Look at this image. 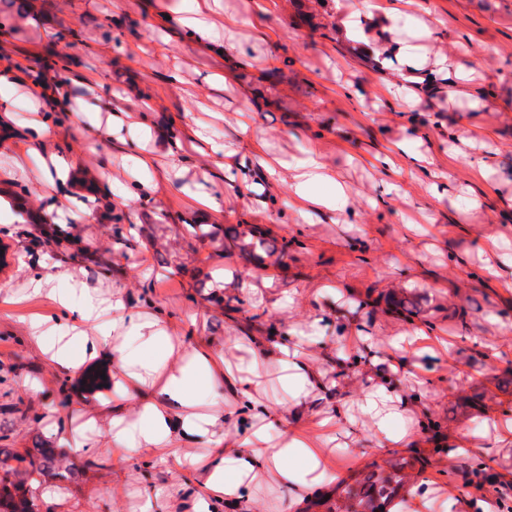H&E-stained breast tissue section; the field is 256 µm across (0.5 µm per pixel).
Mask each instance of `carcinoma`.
I'll list each match as a JSON object with an SVG mask.
<instances>
[{"mask_svg": "<svg viewBox=\"0 0 512 512\" xmlns=\"http://www.w3.org/2000/svg\"><path fill=\"white\" fill-rule=\"evenodd\" d=\"M37 461L30 462L25 472L10 464V461H24V458L9 448H0V512H34V503L27 488L28 479L33 475L45 476L58 470L57 463L62 458L58 448H38ZM413 463L405 460L390 465V470L381 467L371 469L354 482H341L336 505L328 512H390L387 506L392 504L399 491L406 485L405 468ZM489 466L477 458L472 463L467 484L481 486L491 480Z\"/></svg>", "mask_w": 512, "mask_h": 512, "instance_id": "obj_1", "label": "carcinoma"}]
</instances>
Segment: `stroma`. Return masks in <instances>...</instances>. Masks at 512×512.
I'll return each mask as SVG.
<instances>
[{
  "mask_svg": "<svg viewBox=\"0 0 512 512\" xmlns=\"http://www.w3.org/2000/svg\"><path fill=\"white\" fill-rule=\"evenodd\" d=\"M201 0H0V73L18 72L72 84L53 151L73 174L74 186L95 181V219L48 213L42 196V157L27 151L22 135L37 100L19 83L11 90L13 121L0 126V167L14 180L10 197L24 213L0 208V448L18 454L56 446V431L72 430L73 416L42 421L47 404L67 396L92 403L108 398L111 383L88 388L87 374L111 373L98 358L67 374L31 352L22 337L31 320H57L43 296L17 302L29 276L54 265L75 270L86 288L109 295L119 288L132 309L150 298L169 313L179 336L225 341L266 335L283 326L291 340L320 336L308 346L324 372L323 389L306 399L299 425L340 410L345 432L330 459L336 479L324 484L301 512H325L336 480L388 467L399 458L429 464L418 482L428 488L427 512L450 501L512 499V443L500 440L502 418L512 415V0H413L385 23L363 12V0H208L221 51L198 49L179 20ZM362 15L353 34L341 22L350 9ZM431 29L424 38L423 29ZM133 45L144 54L130 53ZM416 48L425 72L437 60L449 66L479 58L475 95L448 94L443 106L418 111L385 96L400 79L391 58L379 68L369 48ZM94 75L112 89L98 111L81 88ZM131 114L120 138L107 132L109 108ZM486 132L466 147L447 129ZM409 139L413 151L432 155L433 176H393L374 167L376 154ZM179 140L184 161L170 169L169 148ZM152 156L145 170L122 163L129 149ZM319 154L348 193L340 210H300L288 181L272 180L263 161L294 166ZM229 160L247 171L246 184L226 180ZM488 179L477 182L479 163ZM258 228L267 239L291 240L284 260L250 262L224 244L225 228ZM501 276L489 278L486 265ZM255 286L292 298L287 313L257 306ZM417 305L405 317L399 301ZM362 337L370 351L359 365L337 367V355L360 354L346 344ZM397 375L401 395L429 392L435 429L401 447L389 435L408 418L374 427L360 411L376 374ZM41 386L39 398L23 381ZM87 451V463L57 479L62 490L90 498L91 512H141L149 486H177L179 468L158 471L139 458L128 464L122 501L95 492L91 479L111 464L105 435ZM481 458L500 482L466 486L462 470Z\"/></svg>",
  "mask_w": 512,
  "mask_h": 512,
  "instance_id": "stroma-1",
  "label": "stroma"
}]
</instances>
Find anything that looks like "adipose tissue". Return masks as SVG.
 Segmentation results:
<instances>
[{
	"label": "adipose tissue",
	"mask_w": 512,
	"mask_h": 512,
	"mask_svg": "<svg viewBox=\"0 0 512 512\" xmlns=\"http://www.w3.org/2000/svg\"><path fill=\"white\" fill-rule=\"evenodd\" d=\"M398 53L405 70L396 92L423 103L439 86L421 74L412 46ZM25 294L50 297L63 313L50 327L26 325L32 351L71 373L98 357L112 358L111 399L77 406L78 436H60L80 451L106 431L112 467L102 492L123 497L127 463L135 456L154 467L174 464L193 472V484L159 489L166 512H267L260 494L266 481L289 487L297 506L330 478L322 446L342 416L323 417L311 430L292 424L298 398L321 386L323 377L298 347L246 336L243 364L232 348L175 341L162 307L131 310L118 289L102 298L77 283L62 291L34 276ZM274 381L294 390L276 407L258 396Z\"/></svg>",
	"instance_id": "ef3b65f1"
}]
</instances>
